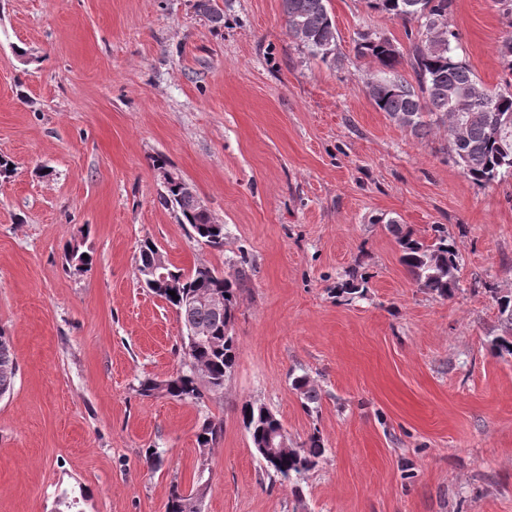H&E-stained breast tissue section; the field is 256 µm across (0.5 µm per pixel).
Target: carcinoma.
I'll return each instance as SVG.
<instances>
[{"label":"carcinoma","mask_w":512,"mask_h":512,"mask_svg":"<svg viewBox=\"0 0 512 512\" xmlns=\"http://www.w3.org/2000/svg\"><path fill=\"white\" fill-rule=\"evenodd\" d=\"M328 0H282L289 35L307 48L313 57L326 61L335 54L337 31L327 8ZM368 7L408 25L417 23L416 30H405L408 46L403 47L384 34L370 30L358 33L355 51L359 58H370L378 65L376 76L368 83L367 94L375 108L417 137L430 134L431 124L424 116L434 115L448 124L450 150L456 165L465 177L480 185L490 184L512 174V92H496L486 88L469 64L457 57L452 42L457 34L443 22L453 0H367ZM197 12L216 27L224 24V12L213 0H197ZM413 73L407 79L400 73L402 65ZM161 202L179 213V222L191 228L194 238L204 245L224 250V229L214 231L209 218L202 213L195 195L186 193L173 183L164 187ZM401 248L400 262L419 287L440 297H450L458 288L456 271L458 253L442 227L435 229L431 243L426 244L402 230L389 225ZM68 266L87 272L93 264L90 251L80 245L69 247L65 253ZM175 276L184 277L176 296L162 294L185 319L184 303L199 292H205L224 305L217 314L206 306L197 307L192 321L208 328L209 335L201 343L183 336V352L191 366L164 381L143 379L138 392L143 397L164 393L178 400H199L204 392L224 393V379L234 370L238 346L233 335L225 334L226 322L235 319L238 283L226 277L200 281L181 269L168 265ZM504 334L489 340L493 355L512 358V293L496 295ZM17 373L16 362L8 337L0 333V398L9 394ZM306 406L319 403L318 390L307 376L293 379ZM243 425L255 451L269 433L282 426L281 420L266 406L247 403L241 411ZM223 435L220 421L207 418L196 437L201 463L190 490L179 485L171 487L166 512H196L199 486L206 484L207 458L211 448ZM326 447L320 435L314 433L293 449L274 460L260 458L267 471L283 481L294 484L296 498H301L299 481L313 470L324 457Z\"/></svg>","instance_id":"carcinoma-1"}]
</instances>
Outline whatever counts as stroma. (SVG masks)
<instances>
[{
  "mask_svg": "<svg viewBox=\"0 0 512 512\" xmlns=\"http://www.w3.org/2000/svg\"><path fill=\"white\" fill-rule=\"evenodd\" d=\"M0 0V332L17 376L0 399V512H165L211 480L202 512H512V358L495 294L512 292V176H464L445 127L420 139L367 95L360 31L405 42L366 0H329L334 59L288 34L282 0ZM457 55L512 85V16L454 0ZM224 225L223 251L160 202L158 160ZM459 255L442 298L399 262L390 224ZM174 266L239 277L236 366L220 395L143 397L184 369L183 326L145 288L142 240ZM93 253L69 269L68 245ZM356 294H338L341 284ZM308 376L318 408L292 386ZM268 407L327 452L301 481L268 473L242 425ZM224 433L200 457L204 419ZM206 465V461L202 460L190 490H183L178 484L171 487L166 503V512H197L195 506L199 499L198 495L204 497L208 488L209 471ZM206 472L208 473L207 477ZM203 483H205L204 491L200 493L199 486Z\"/></svg>",
  "mask_w": 512,
  "mask_h": 512,
  "instance_id": "obj_1",
  "label": "stroma"
}]
</instances>
